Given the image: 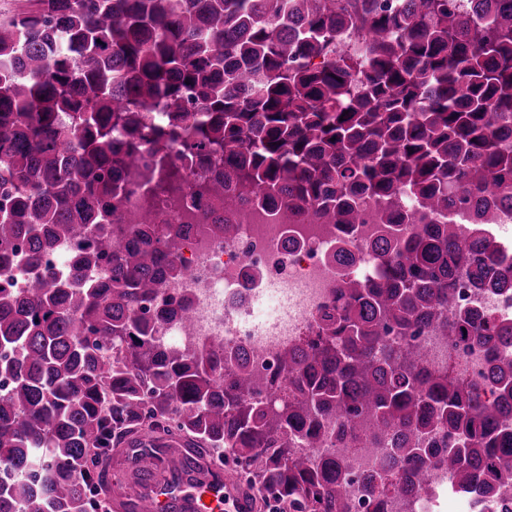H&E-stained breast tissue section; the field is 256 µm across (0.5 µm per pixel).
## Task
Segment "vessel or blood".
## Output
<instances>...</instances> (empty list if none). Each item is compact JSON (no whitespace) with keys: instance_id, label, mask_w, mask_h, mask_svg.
<instances>
[{"instance_id":"vessel-or-blood-1","label":"vessel or blood","mask_w":512,"mask_h":512,"mask_svg":"<svg viewBox=\"0 0 512 512\" xmlns=\"http://www.w3.org/2000/svg\"><path fill=\"white\" fill-rule=\"evenodd\" d=\"M144 498L150 503V512H168L174 504L185 506L189 512H247L249 508L243 491L235 485L203 475L194 481L149 483Z\"/></svg>"}]
</instances>
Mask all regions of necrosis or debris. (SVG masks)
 <instances>
[{"label":"necrosis or debris","mask_w":512,"mask_h":512,"mask_svg":"<svg viewBox=\"0 0 512 512\" xmlns=\"http://www.w3.org/2000/svg\"><path fill=\"white\" fill-rule=\"evenodd\" d=\"M217 173L207 159L186 160L183 196L157 205L160 223L181 224L188 214L211 209L212 201L196 196L195 190ZM301 207L298 201H279L256 205L245 216L227 214L232 227L228 234L203 222L193 226L184 239L181 273L157 289L151 304L157 307L172 298H186L194 324L187 331L177 321L161 322L157 341L180 348L214 341L228 351L246 348L252 353L251 370L270 375L277 371L284 348L316 336L321 317L334 307L343 280L375 283L385 279L387 267L370 247L376 225L372 202L361 203L364 222L347 233L319 223ZM342 239L356 257L347 269L337 268L331 260ZM458 306L495 322H510L512 289L495 290L464 279L458 284ZM417 341L424 346L431 367L441 368L451 361L467 381L483 384L491 356L487 347L476 344L456 351L429 331ZM345 445L350 449L348 471L355 480L351 512H372V501L360 479L382 473L393 444L388 436L369 430L347 434ZM450 487L447 475H440L436 492L416 487L399 490L387 499L385 510L400 512L406 503L412 512H448Z\"/></svg>","instance_id":"obj_1"}]
</instances>
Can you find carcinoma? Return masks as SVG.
I'll use <instances>...</instances> for the list:
<instances>
[{"mask_svg": "<svg viewBox=\"0 0 512 512\" xmlns=\"http://www.w3.org/2000/svg\"><path fill=\"white\" fill-rule=\"evenodd\" d=\"M159 101L168 117L152 124ZM179 144L224 167L199 192L227 211L261 193L353 225L360 200L376 206L372 247L391 277L345 282L277 379L218 345H160L157 320L189 326L182 299L136 315L180 271L188 227L156 223L148 196L126 212V186L156 171L180 195ZM0 199L1 250L21 240L33 265L53 241L78 242L66 275L37 272L23 292L0 254V512H99L112 451L133 439L186 440L187 473L220 449L288 512H351L349 449L321 448L368 426L395 448L371 496L432 491L446 470L455 494L512 504V359L489 360V405L407 340L512 345L511 323L455 311L452 288L498 278L485 225L512 210V0H22L0 11ZM461 206L473 233L450 219L398 246L395 226ZM103 263L108 277H87ZM156 471L117 486L127 512H149L134 486Z\"/></svg>", "mask_w": 512, "mask_h": 512, "instance_id": "cac0c4a2", "label": "carcinoma"}]
</instances>
